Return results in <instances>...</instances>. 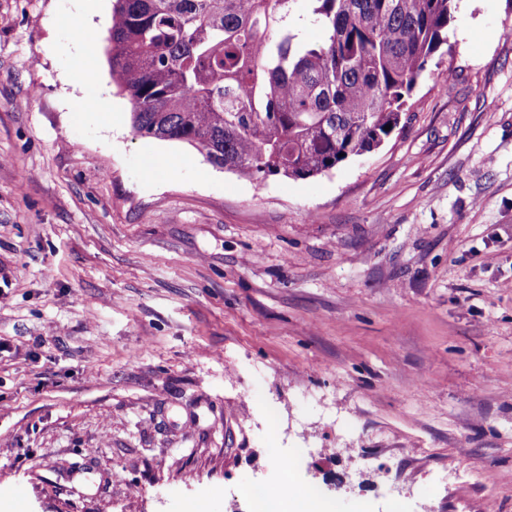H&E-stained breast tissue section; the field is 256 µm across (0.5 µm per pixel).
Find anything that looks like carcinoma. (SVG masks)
Masks as SVG:
<instances>
[{"label":"carcinoma","instance_id":"carcinoma-1","mask_svg":"<svg viewBox=\"0 0 512 512\" xmlns=\"http://www.w3.org/2000/svg\"><path fill=\"white\" fill-rule=\"evenodd\" d=\"M113 0L108 63L135 136L187 143L241 177L308 179L380 147L454 0ZM290 23L298 28L305 37L315 39L320 36V29L313 23L307 2L304 0H298L293 6Z\"/></svg>","mask_w":512,"mask_h":512}]
</instances>
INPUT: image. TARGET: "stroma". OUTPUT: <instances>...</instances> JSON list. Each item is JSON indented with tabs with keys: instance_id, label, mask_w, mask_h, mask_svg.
<instances>
[{
	"instance_id": "stroma-1",
	"label": "stroma",
	"mask_w": 512,
	"mask_h": 512,
	"mask_svg": "<svg viewBox=\"0 0 512 512\" xmlns=\"http://www.w3.org/2000/svg\"><path fill=\"white\" fill-rule=\"evenodd\" d=\"M111 16L0 0V512H512V0H455L379 149L262 183L133 134ZM315 494L317 490L314 489ZM308 487H297L291 491L292 512H335L334 504L321 501Z\"/></svg>"
}]
</instances>
